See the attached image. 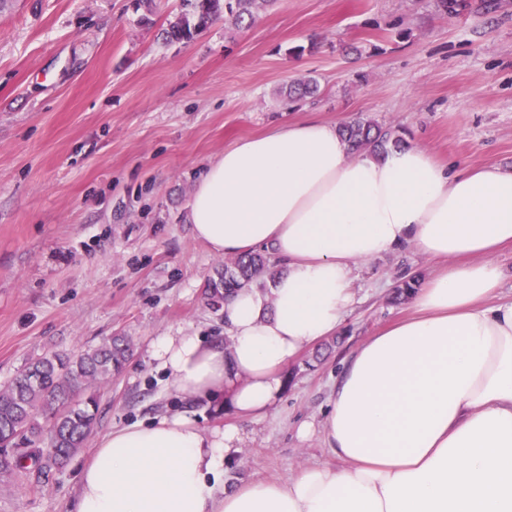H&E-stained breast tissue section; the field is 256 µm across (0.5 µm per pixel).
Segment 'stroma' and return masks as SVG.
<instances>
[{"label": "stroma", "instance_id": "35a3bbf8", "mask_svg": "<svg viewBox=\"0 0 512 512\" xmlns=\"http://www.w3.org/2000/svg\"><path fill=\"white\" fill-rule=\"evenodd\" d=\"M181 4L12 0L0 11V385L30 359L130 337L132 356L99 388V436L178 412L206 429L235 422L170 394L149 347L180 331L224 337V309L205 298L224 259L193 236L185 205L239 139L353 112L440 163L512 169V0H457L449 13L437 0H275L250 28L219 16L163 41ZM309 77L316 97L288 103L282 88ZM441 268L408 248L357 265L342 332L289 366L275 409L226 453L225 485L335 464L314 427L337 371L410 314L395 298L403 279ZM94 451L0 480V512H72Z\"/></svg>", "mask_w": 512, "mask_h": 512}]
</instances>
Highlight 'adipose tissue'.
I'll return each instance as SVG.
<instances>
[{"label":"adipose tissue","instance_id":"adipose-tissue-1","mask_svg":"<svg viewBox=\"0 0 512 512\" xmlns=\"http://www.w3.org/2000/svg\"><path fill=\"white\" fill-rule=\"evenodd\" d=\"M186 221L216 255L264 249L281 266L225 299L228 343L181 333L151 344L174 394L238 422L208 431L174 415L109 432L74 512H512V302L496 300L512 170L445 168L412 143L353 153L339 125L311 115L205 166ZM404 247L448 266L337 375L319 432L339 466L225 488L239 422L268 414L285 368L341 331L356 263Z\"/></svg>","mask_w":512,"mask_h":512}]
</instances>
